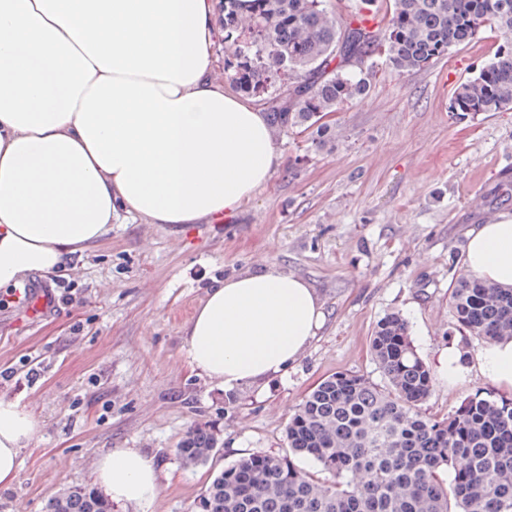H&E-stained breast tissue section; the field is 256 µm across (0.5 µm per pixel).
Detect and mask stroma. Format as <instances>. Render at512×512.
I'll return each instance as SVG.
<instances>
[{
	"mask_svg": "<svg viewBox=\"0 0 512 512\" xmlns=\"http://www.w3.org/2000/svg\"><path fill=\"white\" fill-rule=\"evenodd\" d=\"M501 42L486 28L426 69L378 65L368 97L338 110L323 145L277 136V171L221 223L120 216L68 270L39 276L69 297L45 318L0 290V396L42 422L15 482L0 488V512H43L68 487L93 485L114 448L154 459L161 484L148 512H197L225 466L286 452L288 421L322 380L350 372L383 382L370 338L393 312L426 364L452 345L468 368L454 385L436 381L423 412L448 416L480 391L512 398L479 372L483 342L451 308L469 230L512 212V109H448ZM265 264L314 288L325 321L285 372L227 392L192 368L183 329L213 280ZM194 425L217 447L190 465L177 450Z\"/></svg>",
	"mask_w": 512,
	"mask_h": 512,
	"instance_id": "obj_1",
	"label": "stroma"
}]
</instances>
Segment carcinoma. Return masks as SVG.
Instances as JSON below:
<instances>
[{
    "instance_id": "carcinoma-1",
    "label": "carcinoma",
    "mask_w": 512,
    "mask_h": 512,
    "mask_svg": "<svg viewBox=\"0 0 512 512\" xmlns=\"http://www.w3.org/2000/svg\"><path fill=\"white\" fill-rule=\"evenodd\" d=\"M224 75L262 106L274 131L308 132L321 118L366 97L378 52L397 73L418 71L494 27L503 42L479 72L458 84L452 112L512 109V0H393L387 15L357 0L340 19L326 0H220ZM456 323L482 340L512 338V287L464 275L453 291ZM385 382L337 373L299 404L286 428L288 453L251 454L224 468L200 512H512V399L474 395L452 414L421 411L434 376L417 354L406 320L383 317L370 341ZM212 433L193 427L178 448L205 462ZM303 456L331 474L299 469ZM46 512H112L88 486L52 497Z\"/></svg>"
}]
</instances>
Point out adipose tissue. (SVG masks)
<instances>
[{
	"mask_svg": "<svg viewBox=\"0 0 512 512\" xmlns=\"http://www.w3.org/2000/svg\"><path fill=\"white\" fill-rule=\"evenodd\" d=\"M217 0H0V289L51 274L112 231L118 213L199 224L237 211L280 154L262 110L217 71ZM464 267L512 285V213L468 235ZM325 313L300 277L264 267L211 284L184 328L191 364L224 389L296 361ZM512 390V339L477 354ZM41 430L0 397V486ZM96 482L147 512L152 458L115 448Z\"/></svg>",
	"mask_w": 512,
	"mask_h": 512,
	"instance_id": "ef3b65f1",
	"label": "adipose tissue"
}]
</instances>
